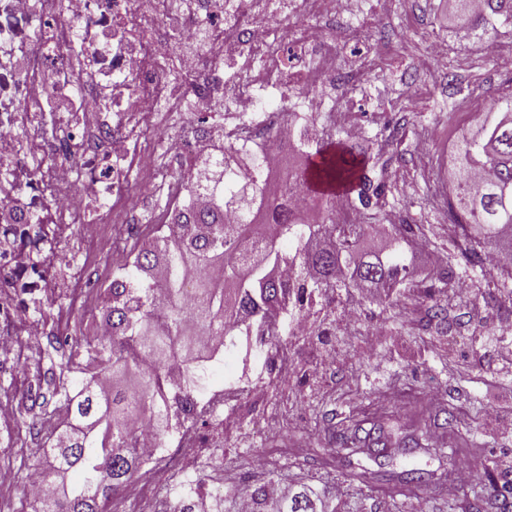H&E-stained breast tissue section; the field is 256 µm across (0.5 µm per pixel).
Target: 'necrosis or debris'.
Wrapping results in <instances>:
<instances>
[{
	"label": "necrosis or debris",
	"instance_id": "4bbe7bcc",
	"mask_svg": "<svg viewBox=\"0 0 512 512\" xmlns=\"http://www.w3.org/2000/svg\"><path fill=\"white\" fill-rule=\"evenodd\" d=\"M269 0H0V334L30 333L33 294H44L49 274L68 254L65 224L111 226L114 251L128 242L120 231L130 168L166 183L154 155L137 144L154 131L156 115L173 112L186 99L200 111L223 101L242 120L225 127L224 139L280 163L279 145L297 128L322 139L360 132L330 89L361 86V78L383 64L379 39L366 27H351L341 40H326L314 20L358 13V0H297L278 23L267 19ZM367 44L354 73L343 72L340 41ZM252 66L250 79L237 70ZM312 89L287 94L292 69ZM48 121L50 137L19 146V128ZM59 163L37 168L44 152ZM51 210L56 225L34 224ZM45 264L32 261V253ZM264 381L226 382L194 399L175 419L167 440L144 429L137 445L142 488L154 474L190 478L203 454L224 451V423L243 397L263 391Z\"/></svg>",
	"mask_w": 512,
	"mask_h": 512
}]
</instances>
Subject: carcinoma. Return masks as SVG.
I'll return each instance as SVG.
<instances>
[{"mask_svg":"<svg viewBox=\"0 0 512 512\" xmlns=\"http://www.w3.org/2000/svg\"><path fill=\"white\" fill-rule=\"evenodd\" d=\"M448 12L466 25L478 45L490 31L489 17L512 24V0H448ZM304 141V163L280 181L299 182L313 206L288 207L279 190H271L267 168L249 155V172L224 164V147L210 155L211 171H191L178 178L186 204H173L170 222L155 224L131 239L127 262L113 273L112 283L99 289L106 312L107 336H87L62 350L54 334L47 336L50 367L43 377L53 388L28 397L40 409L29 427L37 438L28 458H52L46 474L55 493L27 502L30 512H104L111 495L127 484L143 464L137 448V425L146 418L159 437L169 431V417L180 402L198 394L207 379L208 363L217 356L204 336H227L239 322L256 324L267 317L296 316L290 289L310 301L355 286L366 292L379 288L388 300L408 297L413 271L402 245L416 238L412 224H392L385 250L362 252L360 241L381 225L382 204L389 185L354 153L339 135ZM347 187L362 212L358 224H337L330 208L333 197L314 193L310 179ZM208 199L202 211L196 197ZM233 208L240 221L224 222ZM448 213L469 243L486 251H512V92L494 100L474 126L455 144L448 169ZM507 247H502V244ZM165 275L153 277L158 256ZM201 275L188 280L189 271ZM167 296L166 310L154 309L157 292ZM245 365L261 348L250 340L233 343ZM171 364L183 371L174 385L166 372ZM138 378L127 391L121 382ZM362 424L353 420L336 434V447L365 442ZM78 471L80 483L60 484L56 477ZM200 485L174 490L179 510L191 512L190 501ZM447 512H509L494 480L473 494L445 501ZM252 512H332L309 488L273 502L266 486L253 487Z\"/></svg>","mask_w":512,"mask_h":512,"instance_id":"1","label":"carcinoma"}]
</instances>
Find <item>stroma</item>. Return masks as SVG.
<instances>
[{"label": "stroma", "instance_id": "stroma-1", "mask_svg": "<svg viewBox=\"0 0 512 512\" xmlns=\"http://www.w3.org/2000/svg\"><path fill=\"white\" fill-rule=\"evenodd\" d=\"M378 0H360L359 18L373 21L382 32L389 55L384 68L363 80V91L342 98L355 109L363 137H346L353 151H367L383 169L390 186L385 214L401 215L405 223L420 225L425 244L408 249L419 287L431 284L433 272L452 269L456 282L467 285L469 295H449L445 322L430 320L431 301L407 299L389 304L378 296L357 300L354 292L337 293L335 302L318 303L304 333L284 337L288 364L295 376L275 379L258 400H244L234 412V423L224 430V502L235 501L240 473L251 471L253 456L267 457L265 469L253 471L256 483H279L289 490L312 487L328 498L334 512H349L362 501L364 512H379L390 503L394 512H413L416 496L407 495L398 475L408 464L434 472L449 492L462 461L485 457L496 464L512 456V363L502 361V340L497 325L512 323V277L498 271L481 272L464 261V242L458 225L445 221L438 207L424 196L441 162L444 138L457 137L474 117L449 109L457 89L472 96L497 97L512 89V80L482 58L474 47L459 43L446 21L439 0H396L393 11L379 12ZM446 37L455 54L449 71L430 67L428 47ZM233 112L202 118L197 112H164L150 144L162 167H169L168 142L188 128L207 122L215 127L237 122ZM434 127L440 140L422 144V133ZM400 135L398 150L384 148L392 135ZM77 265L93 268L98 281L108 283L124 261L112 250L108 235L97 224H73L66 242ZM57 282L42 299L46 320L55 331L74 341L86 334L83 319L99 313L96 289L81 303H73L70 269L53 271ZM359 321L349 325L348 309ZM378 332L376 350H368L367 335ZM45 353L20 362L15 351L0 350V397L20 404L30 389L29 367L47 368ZM449 405L457 422L441 427L434 414ZM365 426L384 424L392 443L412 440L410 454H395L384 463L360 455L373 479L354 480L346 463L336 460L333 434L347 418ZM33 416L17 413L0 422V467L14 474L11 486L0 488V512H20L28 450L34 443L28 425ZM150 504L122 488L111 499L109 512H171L173 495L167 476L157 478Z\"/></svg>", "mask_w": 512, "mask_h": 512}]
</instances>
